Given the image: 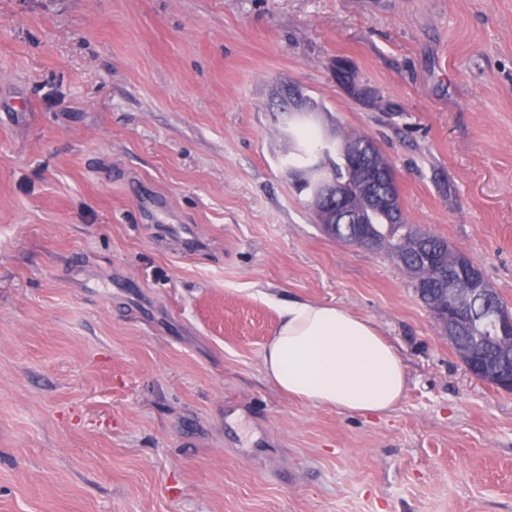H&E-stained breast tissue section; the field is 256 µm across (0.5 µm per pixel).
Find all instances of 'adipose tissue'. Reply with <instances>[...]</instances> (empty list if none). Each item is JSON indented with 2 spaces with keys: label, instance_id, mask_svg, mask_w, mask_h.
I'll list each match as a JSON object with an SVG mask.
<instances>
[{
  "label": "adipose tissue",
  "instance_id": "obj_1",
  "mask_svg": "<svg viewBox=\"0 0 512 512\" xmlns=\"http://www.w3.org/2000/svg\"><path fill=\"white\" fill-rule=\"evenodd\" d=\"M263 369L284 394L339 411L382 415L395 409L409 379L392 344L367 319L328 303L278 304Z\"/></svg>",
  "mask_w": 512,
  "mask_h": 512
}]
</instances>
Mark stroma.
<instances>
[{
	"instance_id": "obj_1",
	"label": "stroma",
	"mask_w": 512,
	"mask_h": 512,
	"mask_svg": "<svg viewBox=\"0 0 512 512\" xmlns=\"http://www.w3.org/2000/svg\"><path fill=\"white\" fill-rule=\"evenodd\" d=\"M288 80L512 308V0H0V512H512V391L322 230ZM294 298L395 346L394 411L266 379Z\"/></svg>"
}]
</instances>
